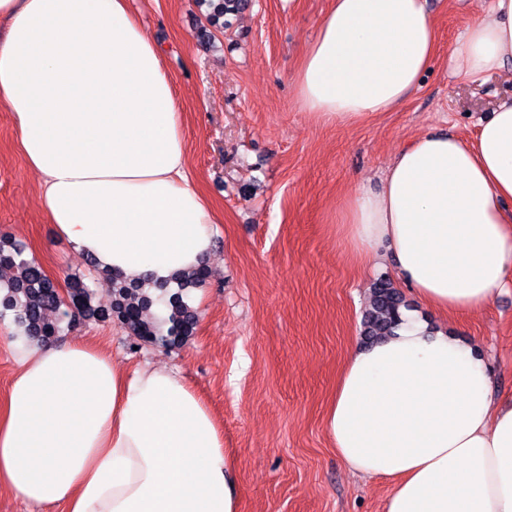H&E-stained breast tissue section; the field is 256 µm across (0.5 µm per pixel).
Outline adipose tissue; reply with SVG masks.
<instances>
[{
	"label": "adipose tissue",
	"instance_id": "1",
	"mask_svg": "<svg viewBox=\"0 0 512 512\" xmlns=\"http://www.w3.org/2000/svg\"><path fill=\"white\" fill-rule=\"evenodd\" d=\"M0 108L11 112L56 231L126 280L203 265L215 216L189 176L160 43L128 0H0ZM424 0H332L295 92L316 121L356 124L400 107L430 69ZM452 60L471 78L512 60V0L468 25ZM512 99L472 142L426 134L378 190L345 201L352 258L391 257L419 302L444 313L512 285ZM0 397V489L64 512H238L216 421L176 371H123L86 343L16 336ZM325 429L352 472L390 480L386 512H512V398L497 400L475 346L412 311L354 344Z\"/></svg>",
	"mask_w": 512,
	"mask_h": 512
}]
</instances>
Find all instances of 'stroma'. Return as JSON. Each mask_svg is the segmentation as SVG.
Wrapping results in <instances>:
<instances>
[{
  "mask_svg": "<svg viewBox=\"0 0 512 512\" xmlns=\"http://www.w3.org/2000/svg\"><path fill=\"white\" fill-rule=\"evenodd\" d=\"M492 0H425L437 50L396 111L321 124L299 104L294 76L331 0H250L229 29L207 0H129L164 63L184 116L189 170L217 224L205 284L188 291L193 336L176 347L137 342L114 323L79 321L64 342H92L114 364L180 370L218 420L235 467L239 512H385L390 482L352 474L324 428L336 376L359 336L369 289L392 262L351 259L337 233L343 200L379 184L417 137L472 140L479 120L512 98V63L473 81L452 53ZM39 177L0 111V234L24 246L59 287L78 278L109 304L111 283L60 237L39 205ZM412 310L439 332L476 344L512 396V288L481 309L439 314L409 289Z\"/></svg>",
  "mask_w": 512,
  "mask_h": 512,
  "instance_id": "stroma-1",
  "label": "stroma"
}]
</instances>
